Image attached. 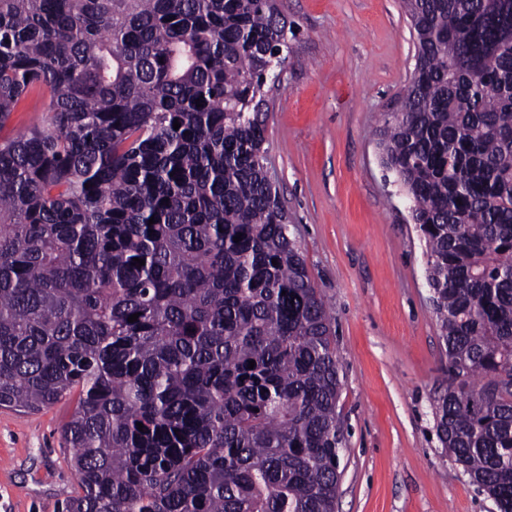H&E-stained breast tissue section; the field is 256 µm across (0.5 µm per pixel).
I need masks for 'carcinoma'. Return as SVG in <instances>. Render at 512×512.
Wrapping results in <instances>:
<instances>
[{
    "label": "carcinoma",
    "instance_id": "carcinoma-1",
    "mask_svg": "<svg viewBox=\"0 0 512 512\" xmlns=\"http://www.w3.org/2000/svg\"><path fill=\"white\" fill-rule=\"evenodd\" d=\"M403 3L377 139L448 357L434 428L512 512V0ZM292 34L277 0H0V407L78 393L58 512H335L336 329L265 168Z\"/></svg>",
    "mask_w": 512,
    "mask_h": 512
}]
</instances>
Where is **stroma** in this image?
I'll use <instances>...</instances> for the list:
<instances>
[{
    "label": "stroma",
    "mask_w": 512,
    "mask_h": 512,
    "mask_svg": "<svg viewBox=\"0 0 512 512\" xmlns=\"http://www.w3.org/2000/svg\"><path fill=\"white\" fill-rule=\"evenodd\" d=\"M296 36L267 112L269 176L336 323L344 429L336 512H496L433 436L448 358L425 247L376 131L416 63L401 0H279ZM75 408H0V512H57L78 482Z\"/></svg>",
    "instance_id": "35a3bbf8"
}]
</instances>
